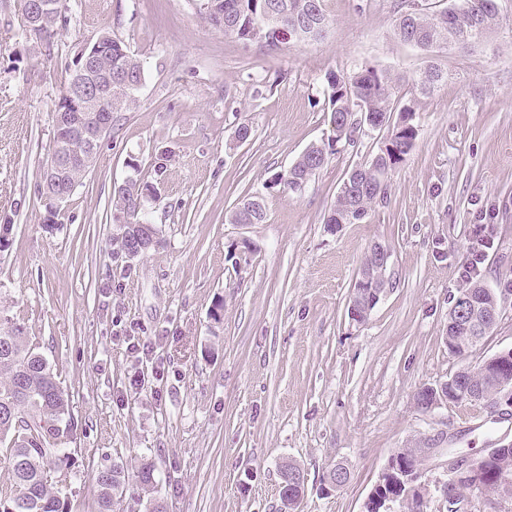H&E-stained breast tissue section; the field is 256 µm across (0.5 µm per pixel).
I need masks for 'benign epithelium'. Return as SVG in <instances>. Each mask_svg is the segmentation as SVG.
Returning a JSON list of instances; mask_svg holds the SVG:
<instances>
[{"instance_id":"benign-epithelium-1","label":"benign epithelium","mask_w":512,"mask_h":512,"mask_svg":"<svg viewBox=\"0 0 512 512\" xmlns=\"http://www.w3.org/2000/svg\"><path fill=\"white\" fill-rule=\"evenodd\" d=\"M53 9L51 0H24L22 9L23 26L26 29L35 27ZM99 44L92 48H84L76 59L71 71V79L66 93L68 109L60 116V123L55 125V136L49 161L43 174L48 182H53L60 172L81 160L87 161L94 155L101 140L112 128V73H95V57ZM97 74L94 81H86V77ZM79 135L86 144V155L66 156L59 151L61 134ZM123 236L131 243L132 249L125 250L128 257L134 259L155 246L157 240L156 228L152 224H140L134 230H124ZM492 296V302L476 296L472 292L458 295L448 312V329L462 330L470 334L472 341L479 339V332L488 320L498 322L506 313L504 295L512 294L511 288L494 290L482 285ZM385 289L377 286V279L370 271L360 272L355 281L353 297L349 305V315L352 320L361 322L379 302ZM512 352H501L486 361V365L495 367L498 372L494 377L499 387L507 384V379L499 370L508 368V359ZM457 395V375L437 386L425 387L420 390L418 399L427 403V410L432 411L448 402L454 401ZM433 449L424 446L414 450L413 458L404 459L394 453L388 459L378 475V479L368 494L362 512H399L405 501L413 498L414 491L420 486L419 479L423 473L425 461ZM503 452L501 448H488L479 457L458 456L448 452L444 463L446 478L437 479L431 492L439 508L446 512H471L472 500L466 493L457 489L464 483L470 491L482 488L486 477L483 463L491 457ZM278 476L280 498L288 501V496L295 493L303 497L306 476L299 467H292L284 461L279 464Z\"/></svg>"}]
</instances>
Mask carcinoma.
I'll list each match as a JSON object with an SVG mask.
<instances>
[{"label":"carcinoma","instance_id":"carcinoma-1","mask_svg":"<svg viewBox=\"0 0 512 512\" xmlns=\"http://www.w3.org/2000/svg\"><path fill=\"white\" fill-rule=\"evenodd\" d=\"M210 21L244 43L260 42L273 49L293 41H311L325 37L332 24L325 0H206ZM396 33L405 42L426 52L472 50L481 46L496 24L495 0H449L448 7L429 12L417 3H399ZM67 24V16L51 12L39 33L25 35L46 43L55 38L57 29ZM104 51L98 56V70H112V105L120 112L133 103L127 82L143 80V70L125 43L103 31L98 36ZM448 79V74L434 65L424 72L421 90H431ZM397 83L384 71L360 67L347 74L327 78V111L332 135L320 145L308 147L277 177L293 193L302 192L310 178L329 156L338 153V144L356 145L354 131L362 114L371 112L385 118L388 135L369 161L352 167L343 180L328 216L327 224H355L368 215L372 205L388 199L389 172L413 148L417 130L415 110L411 106L394 107ZM169 154L158 155L152 166L154 181L139 184L133 180L116 190L123 209L137 213L142 198L154 196V182L167 168ZM90 167L79 165L63 172L59 183L42 181L40 189L53 206L56 188L74 189ZM265 219L263 198L258 193L244 197L234 216L235 224H260ZM448 350L453 354L471 353L474 346L465 335L448 332ZM464 383L482 389V400L497 395L493 383L484 374L483 365L465 368ZM69 392L58 374L38 352L36 337L25 324L12 319L0 327V464L6 467L10 483L0 486V512H66L65 499L57 484L47 479V469H67V457H49L43 448L49 440L66 445L74 439L78 423L71 413ZM25 414L39 422V428H18L16 419ZM490 476L480 494L489 505L512 500V449L506 456L488 464ZM135 480L145 491L157 486L155 464L144 459ZM99 512H112L114 496L124 491L126 475L113 465L95 475Z\"/></svg>","mask_w":512,"mask_h":512}]
</instances>
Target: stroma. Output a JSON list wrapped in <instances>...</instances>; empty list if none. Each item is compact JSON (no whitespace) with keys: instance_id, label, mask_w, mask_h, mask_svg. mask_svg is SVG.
Returning a JSON list of instances; mask_svg holds the SVG:
<instances>
[{"instance_id":"1","label":"stroma","mask_w":512,"mask_h":512,"mask_svg":"<svg viewBox=\"0 0 512 512\" xmlns=\"http://www.w3.org/2000/svg\"><path fill=\"white\" fill-rule=\"evenodd\" d=\"M20 3L0 0V218L13 224L0 317L26 322L71 394L67 512H99L95 472L132 473L145 458L166 512H279L285 460L307 477L297 512H362L397 449L446 436L424 463L430 483L447 449L479 456L512 441V417L487 404H416L422 388L512 349V312L467 356L446 340L482 217L494 243L479 278L512 289V0H498L483 45L453 53L400 40L395 0H327L323 40L274 49L224 35L200 0H64L68 24L49 44L25 36ZM105 30L144 80L49 230L39 185L54 108L75 54ZM432 63L451 77L423 95L416 81ZM365 65L398 78L418 135L387 202L333 227L347 170L386 130H364L302 193L276 177L327 140L328 75ZM164 150L161 198L139 212L160 244L131 262L119 244L132 217L113 189L149 180ZM252 192L265 223H233ZM376 243L390 252V286L359 323L348 305ZM339 462L349 478L334 488L325 477Z\"/></svg>"}]
</instances>
